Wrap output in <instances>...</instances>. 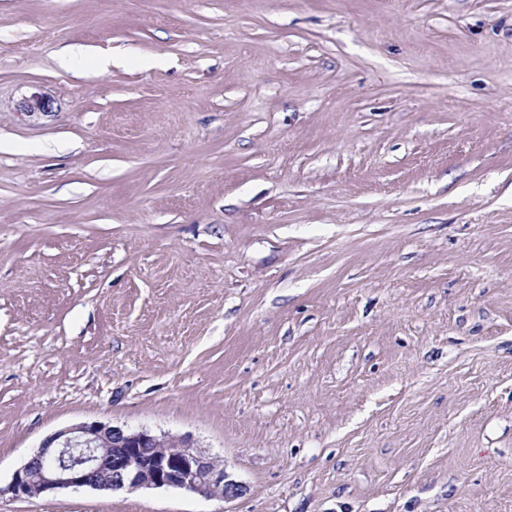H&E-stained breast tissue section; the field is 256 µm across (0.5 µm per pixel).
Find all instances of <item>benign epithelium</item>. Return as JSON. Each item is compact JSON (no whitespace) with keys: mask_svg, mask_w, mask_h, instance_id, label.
<instances>
[{"mask_svg":"<svg viewBox=\"0 0 512 512\" xmlns=\"http://www.w3.org/2000/svg\"><path fill=\"white\" fill-rule=\"evenodd\" d=\"M47 458L56 468L37 469ZM174 488L205 498L234 499L242 485L224 465L194 448L188 439L147 430H130L101 422L83 423L46 438L18 469L10 489L18 498L64 490L133 491Z\"/></svg>","mask_w":512,"mask_h":512,"instance_id":"7a95c632","label":"benign epithelium"}]
</instances>
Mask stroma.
I'll list each match as a JSON object with an SVG mask.
<instances>
[{"instance_id":"obj_1","label":"stroma","mask_w":512,"mask_h":512,"mask_svg":"<svg viewBox=\"0 0 512 512\" xmlns=\"http://www.w3.org/2000/svg\"><path fill=\"white\" fill-rule=\"evenodd\" d=\"M0 512H512V0H0ZM143 448H154L143 456ZM122 450L120 457L116 450ZM71 463L36 470L46 458ZM174 488L205 498L234 499L242 485L229 479L224 465L194 448L188 439L147 430H130L101 422L83 423L46 438L18 469L10 489L18 498H33L64 490L133 491Z\"/></svg>"}]
</instances>
